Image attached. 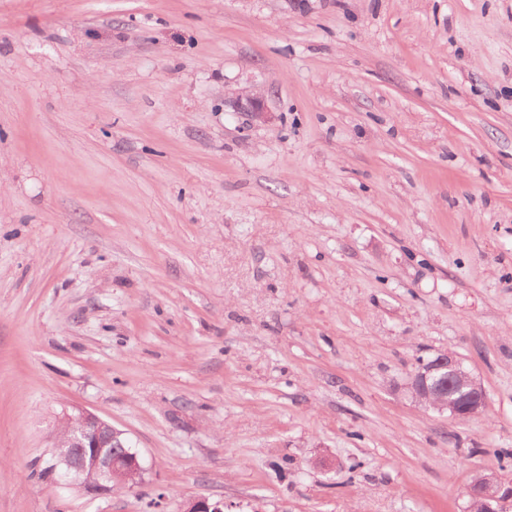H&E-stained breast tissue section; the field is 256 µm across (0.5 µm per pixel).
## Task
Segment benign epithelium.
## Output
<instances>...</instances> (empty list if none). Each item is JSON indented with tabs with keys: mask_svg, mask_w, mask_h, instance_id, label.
<instances>
[{
	"mask_svg": "<svg viewBox=\"0 0 512 512\" xmlns=\"http://www.w3.org/2000/svg\"><path fill=\"white\" fill-rule=\"evenodd\" d=\"M236 112H248L263 117L267 108L262 96L239 94L227 100ZM410 389L421 401H430L433 407L451 412L453 416L475 417L486 404V393L481 383L464 369L462 359L454 352H444L430 363L421 364L410 376ZM68 433L64 442L55 447L66 452L57 456L55 467L62 477L94 496L108 495L112 488L124 481L137 482L144 468L138 454L120 441L123 432L112 427L99 415L80 410L63 421ZM469 494L484 499L488 512H499L502 503L512 499V486H477ZM183 512H224V501L193 498L184 503Z\"/></svg>",
	"mask_w": 512,
	"mask_h": 512,
	"instance_id": "obj_1",
	"label": "benign epithelium"
}]
</instances>
